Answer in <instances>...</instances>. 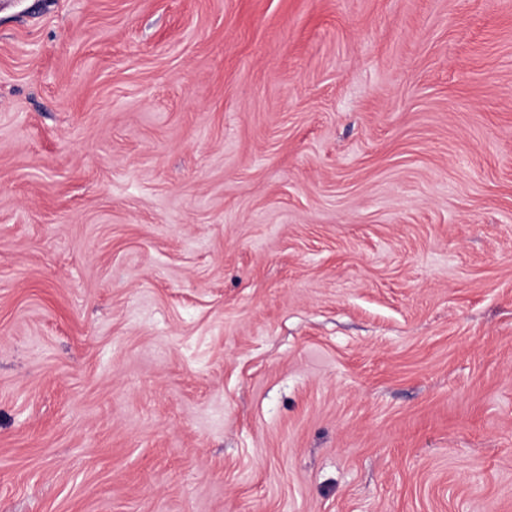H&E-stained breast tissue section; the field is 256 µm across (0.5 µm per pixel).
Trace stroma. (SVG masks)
<instances>
[{"label": "stroma", "instance_id": "stroma-1", "mask_svg": "<svg viewBox=\"0 0 512 512\" xmlns=\"http://www.w3.org/2000/svg\"><path fill=\"white\" fill-rule=\"evenodd\" d=\"M0 512H512V0H0Z\"/></svg>", "mask_w": 512, "mask_h": 512}]
</instances>
